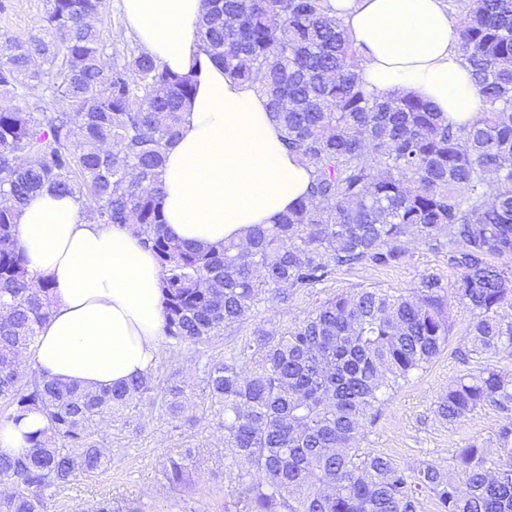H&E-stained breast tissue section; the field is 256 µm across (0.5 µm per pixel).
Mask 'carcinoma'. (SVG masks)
<instances>
[{"instance_id": "cac0c4a2", "label": "carcinoma", "mask_w": 512, "mask_h": 512, "mask_svg": "<svg viewBox=\"0 0 512 512\" xmlns=\"http://www.w3.org/2000/svg\"><path fill=\"white\" fill-rule=\"evenodd\" d=\"M105 0H46L43 24L0 52V400L17 422L36 410L45 429L22 457H0V512H47L45 491L111 462L99 421L129 424L154 390L145 375L90 390L19 372L17 357L52 306L50 278L29 285L16 237L21 206L46 186L88 202L97 224H135L162 275L164 336L195 354L264 307L338 271L392 267L406 236L445 252L453 288L428 277L412 292L357 288L325 299L275 338L253 339L208 362L204 396L184 386L160 399L161 416L193 427L222 419L227 468L254 474L224 512H512V426L499 458L477 443L455 457L454 482L433 463L407 472L355 446L385 397L426 369L452 332L448 300L472 315L468 355L512 349V0H467L460 48L483 106L466 127L403 91L369 93L359 57L325 0H207L198 48L257 82L286 148L313 169L305 199L276 224H257L242 246L200 248L162 219L160 172L180 133L192 79L143 52L109 51L93 24ZM60 96L68 108H51ZM250 366L249 371L242 366ZM512 406V377L491 367L456 378L437 415L449 425L474 410ZM194 449L168 456L164 484H194ZM93 512H143L102 500Z\"/></svg>"}]
</instances>
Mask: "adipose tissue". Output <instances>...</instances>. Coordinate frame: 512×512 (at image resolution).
<instances>
[{
    "mask_svg": "<svg viewBox=\"0 0 512 512\" xmlns=\"http://www.w3.org/2000/svg\"><path fill=\"white\" fill-rule=\"evenodd\" d=\"M360 58L367 90L404 89L455 124L481 117L479 90L463 60L445 0H327ZM124 31L164 68L192 76L179 139L161 173L168 230L196 245L245 242L306 196L312 170L290 154L255 84L197 46L206 0H121ZM75 195L44 188L17 219L31 276H49L53 304L20 368L64 383L109 388L156 364L164 315L160 268L127 224H97ZM38 412L0 420V454L27 453Z\"/></svg>",
    "mask_w": 512,
    "mask_h": 512,
    "instance_id": "1",
    "label": "adipose tissue"
}]
</instances>
